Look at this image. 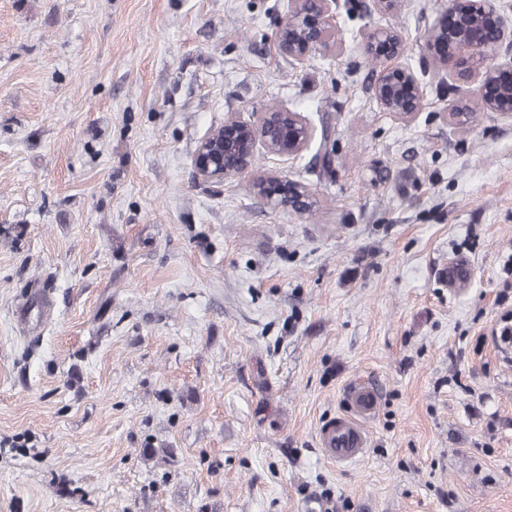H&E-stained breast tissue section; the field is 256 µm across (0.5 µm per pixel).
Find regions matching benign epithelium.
Instances as JSON below:
<instances>
[{
	"instance_id": "obj_1",
	"label": "benign epithelium",
	"mask_w": 512,
	"mask_h": 512,
	"mask_svg": "<svg viewBox=\"0 0 512 512\" xmlns=\"http://www.w3.org/2000/svg\"><path fill=\"white\" fill-rule=\"evenodd\" d=\"M448 0V7L426 35L429 57L435 69L459 79L478 83L477 102L491 112L512 118V3L485 0L480 7ZM335 0H291L288 17L277 34V48L301 63L318 51L335 49ZM495 32V44L506 47L503 62L474 65L486 34ZM405 40L392 28H379L363 44L368 60L377 64L372 86L374 98L386 111L409 117L420 108L423 86L417 73L404 62ZM314 128L298 112L272 104L256 117L244 121L234 114L224 119L221 135L208 134L196 148L193 166L203 181L220 184L230 176H250L252 195L266 205L283 210L313 197L307 185L278 174L255 171L257 148L290 159L306 150Z\"/></svg>"
}]
</instances>
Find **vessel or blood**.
<instances>
[{
  "label": "vessel or blood",
  "instance_id": "b4317fda",
  "mask_svg": "<svg viewBox=\"0 0 512 512\" xmlns=\"http://www.w3.org/2000/svg\"><path fill=\"white\" fill-rule=\"evenodd\" d=\"M443 275L452 291H459L471 276V266L463 259L445 266ZM350 407L348 414L336 416L319 432L324 454L332 461L353 463L364 458L368 452L369 436L363 420L371 418L378 407L375 387L365 381H356L347 388Z\"/></svg>",
  "mask_w": 512,
  "mask_h": 512
}]
</instances>
